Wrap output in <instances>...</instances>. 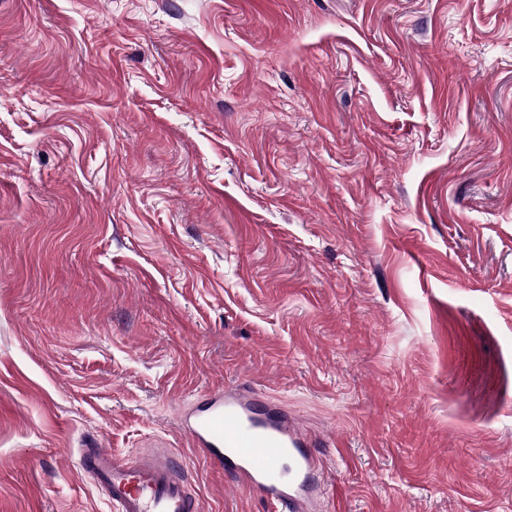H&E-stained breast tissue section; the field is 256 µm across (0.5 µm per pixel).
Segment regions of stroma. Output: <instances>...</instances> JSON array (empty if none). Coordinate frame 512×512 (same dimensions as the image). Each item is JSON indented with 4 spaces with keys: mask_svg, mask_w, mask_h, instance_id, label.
Masks as SVG:
<instances>
[{
    "mask_svg": "<svg viewBox=\"0 0 512 512\" xmlns=\"http://www.w3.org/2000/svg\"><path fill=\"white\" fill-rule=\"evenodd\" d=\"M245 382L334 512H512V0H0V512Z\"/></svg>",
    "mask_w": 512,
    "mask_h": 512,
    "instance_id": "1",
    "label": "stroma"
}]
</instances>
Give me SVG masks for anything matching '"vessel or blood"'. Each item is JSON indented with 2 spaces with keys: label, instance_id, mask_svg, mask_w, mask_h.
<instances>
[{
  "label": "vessel or blood",
  "instance_id": "obj_1",
  "mask_svg": "<svg viewBox=\"0 0 512 512\" xmlns=\"http://www.w3.org/2000/svg\"><path fill=\"white\" fill-rule=\"evenodd\" d=\"M191 446L224 470L234 484L275 502L281 512H312L321 459L284 410L251 386L219 389L183 412ZM79 468L117 512H202L199 495L172 455L144 452L133 462L105 448L78 451Z\"/></svg>",
  "mask_w": 512,
  "mask_h": 512
}]
</instances>
